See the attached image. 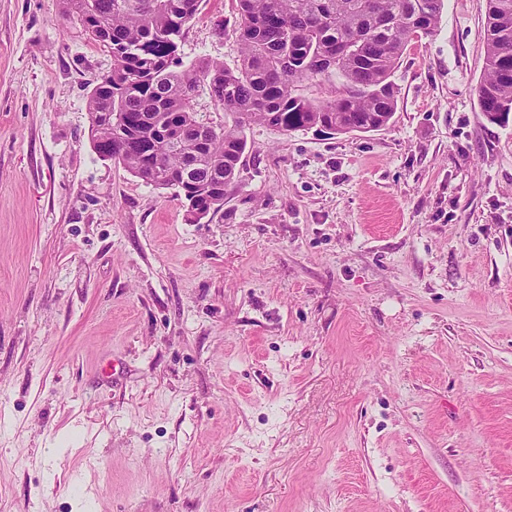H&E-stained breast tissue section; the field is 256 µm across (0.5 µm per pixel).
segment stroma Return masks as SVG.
<instances>
[{
	"label": "stroma",
	"mask_w": 512,
	"mask_h": 512,
	"mask_svg": "<svg viewBox=\"0 0 512 512\" xmlns=\"http://www.w3.org/2000/svg\"><path fill=\"white\" fill-rule=\"evenodd\" d=\"M444 0L381 130L249 126L224 206L94 151L107 48L0 0V512H512V121ZM234 0L184 64L236 67Z\"/></svg>",
	"instance_id": "35a3bbf8"
}]
</instances>
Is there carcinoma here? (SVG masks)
<instances>
[{
  "label": "carcinoma",
  "instance_id": "1",
  "mask_svg": "<svg viewBox=\"0 0 512 512\" xmlns=\"http://www.w3.org/2000/svg\"><path fill=\"white\" fill-rule=\"evenodd\" d=\"M240 62L185 67L176 54L199 0H66L67 16L110 49L112 69L92 88L87 107L93 147L148 184L185 196L192 222L224 205V182L236 178L248 149L245 128L279 132L320 127L380 129L393 118L391 77L412 42L432 35L444 0H236ZM339 76L345 94L317 101L304 82ZM232 116L204 147L192 102L201 91ZM479 111L491 123L512 114V0H486L485 54L477 89ZM110 106L112 119L98 113ZM188 127L173 148L163 131ZM195 163L190 180L173 179Z\"/></svg>",
  "mask_w": 512,
  "mask_h": 512
}]
</instances>
